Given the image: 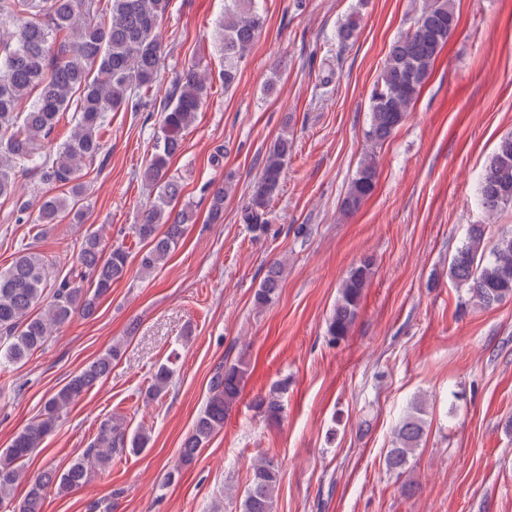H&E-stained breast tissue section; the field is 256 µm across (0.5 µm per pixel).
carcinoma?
Listing matches in <instances>:
<instances>
[{
    "mask_svg": "<svg viewBox=\"0 0 512 512\" xmlns=\"http://www.w3.org/2000/svg\"><path fill=\"white\" fill-rule=\"evenodd\" d=\"M170 0H0V197L15 192L16 173L37 169L46 183L67 187L63 194L45 193L35 211L22 203L16 221L54 224L67 213L81 220L79 202L84 194L81 165L94 162L104 152L102 129L107 113L141 112L158 81L165 50L160 22ZM267 16L256 0H224V16L215 26V37L224 53V89L232 88L246 51L261 34ZM457 25L451 0H424L413 26L391 44L371 95L370 125L366 132L369 150L352 179L344 207L358 209L375 190L374 148L383 144L406 119L426 83L433 63ZM206 77L193 67L175 75L163 102V119L154 152L143 171L144 182L155 191L134 233L144 243L139 270L149 274L163 263L182 239L185 225L194 218L186 206L171 204L181 185L169 175V162L181 150L183 133L194 122L207 95ZM73 111L75 125L69 138L51 155L44 151L60 116ZM292 141L284 130L261 159V174L249 202L242 208V223L252 238L270 233L266 215L278 195ZM227 186L208 189L209 213L222 219ZM479 204L488 211L512 204V137L503 139L478 188ZM485 224L468 226L466 239L454 255L450 276L468 286L470 301L490 309L512 297V229L503 230L493 243L487 241ZM128 271V254L121 246L105 250L98 233L82 238L76 265L57 281L38 253L24 248L10 267L0 272V365L17 364L42 348L54 330L75 315L93 316L112 284ZM284 264L266 267L253 295L261 309L278 297ZM374 274L373 260L354 264L338 289L336 305L327 322L333 342L348 336L364 290ZM123 344L115 343L60 388L43 405L40 414L0 451V505L12 500L16 484L25 475V465L42 440L53 432L71 405L108 377ZM248 363L244 356L218 367L210 379L203 409L185 437L180 457L168 472L170 482L180 469L192 465L201 448L224 428V421L238 401ZM173 361L153 374L146 396L154 400L166 393L173 381ZM288 381L277 384L253 401V408L275 421L283 411L282 397ZM425 399L417 398L393 432L387 452V470L401 474L426 433ZM150 444L144 429L129 431L120 417L103 420L98 433L83 454L60 470L46 466L27 481L24 498L12 512H43L46 492L53 488L67 495L82 486L89 470H104L112 455L139 454ZM280 483L276 463L265 457L254 461L239 512H274Z\"/></svg>",
    "mask_w": 512,
    "mask_h": 512,
    "instance_id": "1",
    "label": "carcinoma"
}]
</instances>
